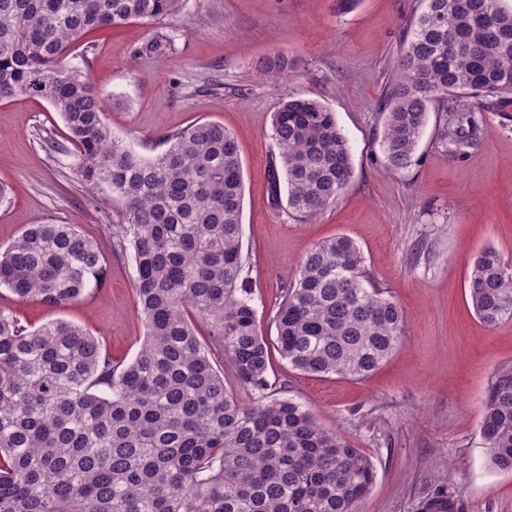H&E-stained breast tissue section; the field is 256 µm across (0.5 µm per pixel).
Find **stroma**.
I'll use <instances>...</instances> for the list:
<instances>
[{
    "instance_id": "stroma-1",
    "label": "stroma",
    "mask_w": 512,
    "mask_h": 512,
    "mask_svg": "<svg viewBox=\"0 0 512 512\" xmlns=\"http://www.w3.org/2000/svg\"><path fill=\"white\" fill-rule=\"evenodd\" d=\"M422 0H183L157 24L131 22L90 32L78 62L106 104L113 135L149 157L162 136L217 122L237 141L244 179L245 280L259 327L274 316L301 258L319 241L345 235L360 246L370 281L406 314L395 352L362 380L318 377L274 358L277 397L371 460V493L355 512H424L444 494L454 512H512V474L494 470L480 435L482 401L499 367L512 363V319L487 327L475 315L469 263L483 247L512 261V106L480 113L472 145L456 152L443 132L460 111L436 104L409 167H384L383 96ZM287 56L282 77L260 61ZM319 100L350 142L353 175L320 215L289 212L274 191L271 115L287 97ZM66 130L44 100L0 102V248L31 224H74L108 248L122 202L109 185L86 190L74 153L49 150ZM106 278L81 301L50 308L17 301L0 287V307L30 327L62 319L96 333L117 360H131L145 333L130 253L107 255Z\"/></svg>"
}]
</instances>
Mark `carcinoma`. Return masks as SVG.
<instances>
[{
	"mask_svg": "<svg viewBox=\"0 0 512 512\" xmlns=\"http://www.w3.org/2000/svg\"><path fill=\"white\" fill-rule=\"evenodd\" d=\"M182 2L0 0V102L47 101L76 149L80 183H106L123 202L113 249L132 250L146 328L124 364L79 325L29 328L0 308V512H354L373 488L360 449L300 403L273 397L269 343L242 285L244 180L233 134L198 122L141 158L112 135L99 92L71 59L87 32L160 22ZM504 2L425 0L383 100L387 169L411 164L436 100L512 102ZM288 66L283 55L262 61L275 77ZM271 140V178L285 182L289 212L313 218L336 202L353 166L334 112L290 97L272 113ZM106 264L75 225L32 224L0 252V286L62 307L101 285ZM468 289L484 323L512 319V262L498 250L473 258ZM274 322L291 367L363 379L395 351L405 314L369 282L360 247L338 235L300 260ZM480 434L491 465L512 474V364L491 380Z\"/></svg>",
	"mask_w": 512,
	"mask_h": 512,
	"instance_id": "cac0c4a2",
	"label": "carcinoma"
}]
</instances>
